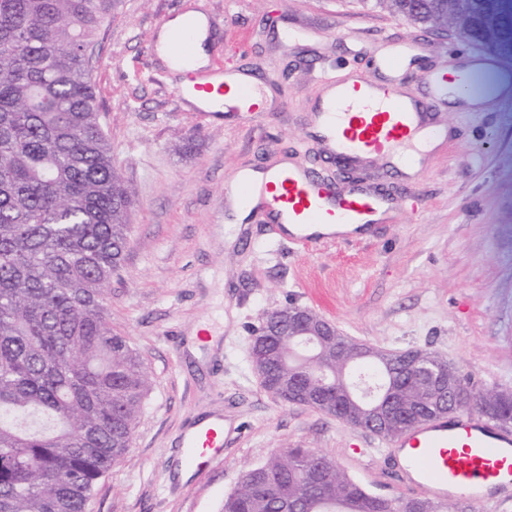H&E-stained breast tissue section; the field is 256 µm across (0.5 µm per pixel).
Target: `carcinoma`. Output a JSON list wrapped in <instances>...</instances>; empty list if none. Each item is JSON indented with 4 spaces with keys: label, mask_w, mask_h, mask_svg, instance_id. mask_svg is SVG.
<instances>
[{
    "label": "carcinoma",
    "mask_w": 512,
    "mask_h": 512,
    "mask_svg": "<svg viewBox=\"0 0 512 512\" xmlns=\"http://www.w3.org/2000/svg\"><path fill=\"white\" fill-rule=\"evenodd\" d=\"M122 0H0V512H88L99 480L124 460L151 390L141 352L112 329L107 285L128 245L133 193L112 158L85 50ZM394 15L452 26L512 58V0H377ZM267 374L313 373L291 339L270 337ZM356 342L342 334L316 364ZM413 406L436 394L405 373L403 352L359 365ZM432 512H470L450 499ZM377 503L311 448H284L242 478L221 512H404Z\"/></svg>",
    "instance_id": "obj_1"
}]
</instances>
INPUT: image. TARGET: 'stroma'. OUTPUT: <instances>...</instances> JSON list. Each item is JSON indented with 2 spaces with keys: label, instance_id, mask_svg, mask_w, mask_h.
<instances>
[{
  "label": "stroma",
  "instance_id": "obj_1",
  "mask_svg": "<svg viewBox=\"0 0 512 512\" xmlns=\"http://www.w3.org/2000/svg\"><path fill=\"white\" fill-rule=\"evenodd\" d=\"M187 12L215 21L210 59L265 81L264 109L204 115L178 96L183 74L145 48L159 18ZM409 38L419 43L413 86L425 68H455L474 48L454 29L357 0H123L99 28L91 79L114 163L135 196L106 303L152 386L128 456L98 482L89 512H220L243 474L296 446L332 456L370 493L411 496L387 440L281 402L250 371L252 329L288 303L357 341L434 351L475 391H512V103L441 105L447 136L414 180L378 161L361 171L393 208L353 244L262 252L267 224L224 221L225 185L280 156L347 186L351 173L307 135L316 80ZM218 414L223 459L181 477V435Z\"/></svg>",
  "mask_w": 512,
  "mask_h": 512
}]
</instances>
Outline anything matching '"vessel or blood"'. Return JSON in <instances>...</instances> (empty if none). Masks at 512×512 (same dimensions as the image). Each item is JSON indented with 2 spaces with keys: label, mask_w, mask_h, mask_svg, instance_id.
I'll return each mask as SVG.
<instances>
[{
  "label": "vessel or blood",
  "mask_w": 512,
  "mask_h": 512,
  "mask_svg": "<svg viewBox=\"0 0 512 512\" xmlns=\"http://www.w3.org/2000/svg\"><path fill=\"white\" fill-rule=\"evenodd\" d=\"M414 50V43L404 42L377 60L372 71L354 70L341 80H323L310 134L330 158L351 167L379 160L394 170L426 158L437 134L433 114L449 73L429 69L420 89L409 88L405 67ZM175 58L199 95L227 88L240 90L247 99L263 94L254 74L218 63L196 69L187 51ZM470 64L496 69L501 95L512 97V62L480 50ZM224 198L228 206L242 205L262 215L277 241L300 250L357 238L392 207L385 192L362 181L342 192L312 169L288 160L242 170ZM390 445L403 451L409 481L435 500L455 496L495 508L503 491L512 487V431L491 420L464 413L450 420H428L393 437ZM180 446L194 469L222 459L224 427L217 422L194 425L182 434Z\"/></svg>",
  "instance_id": "1"
}]
</instances>
